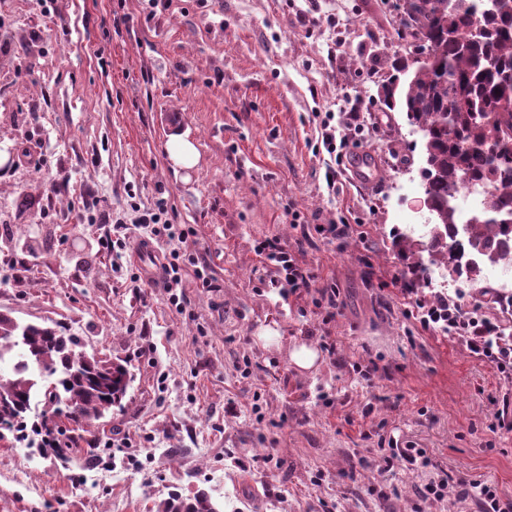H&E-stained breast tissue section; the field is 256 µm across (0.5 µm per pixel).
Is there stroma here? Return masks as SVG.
Listing matches in <instances>:
<instances>
[{
	"instance_id": "obj_1",
	"label": "stroma",
	"mask_w": 512,
	"mask_h": 512,
	"mask_svg": "<svg viewBox=\"0 0 512 512\" xmlns=\"http://www.w3.org/2000/svg\"><path fill=\"white\" fill-rule=\"evenodd\" d=\"M396 3L0 0V154L14 158L0 167V312L133 374L120 407L68 431V462L0 441V512H157L200 489L222 512H438L363 438L368 405L383 436L512 499V432L488 429L493 404L512 409V383L404 314L394 241L428 211L422 136L378 97L414 53ZM327 115L348 156L368 160L361 176L324 147ZM176 130L200 153L179 173L165 153ZM160 202L189 231L180 250L207 254L220 284L187 280L180 312L137 268H114L99 222L131 225L132 205ZM321 224L350 230L330 239ZM267 238L295 251L313 289L337 290L336 316L271 287L277 270L255 252ZM302 344L318 352L312 369L291 360ZM371 362L366 382L352 367ZM112 435L129 447H96ZM390 485L398 497L379 498Z\"/></svg>"
}]
</instances>
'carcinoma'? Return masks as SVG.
Listing matches in <instances>:
<instances>
[{
    "instance_id": "carcinoma-1",
    "label": "carcinoma",
    "mask_w": 512,
    "mask_h": 512,
    "mask_svg": "<svg viewBox=\"0 0 512 512\" xmlns=\"http://www.w3.org/2000/svg\"><path fill=\"white\" fill-rule=\"evenodd\" d=\"M397 37L433 50L422 68L407 58L395 61L381 94L425 134L421 177L434 219L427 240L403 234L395 246L416 258L408 267L414 280L436 265L474 283L487 264L512 266V223L460 227L455 198L461 188L481 187L480 211L512 212V0H415ZM77 347L76 337L54 327L21 325L0 313V363L16 356L12 373H0V439L8 432L25 440L36 373L53 378L44 386L45 402L65 404L64 417L82 427L121 403L131 382L128 366ZM157 512L220 510L200 490L189 498L170 494Z\"/></svg>"
}]
</instances>
